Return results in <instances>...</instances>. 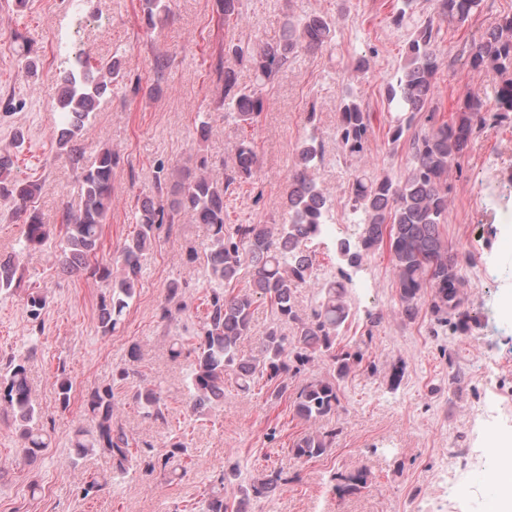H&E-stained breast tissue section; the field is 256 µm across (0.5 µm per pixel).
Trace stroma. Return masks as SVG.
<instances>
[{"instance_id": "35a3bbf8", "label": "stroma", "mask_w": 512, "mask_h": 512, "mask_svg": "<svg viewBox=\"0 0 512 512\" xmlns=\"http://www.w3.org/2000/svg\"><path fill=\"white\" fill-rule=\"evenodd\" d=\"M66 0H29L15 11L0 4V154H15L21 177L43 185L34 203L52 233L60 231L63 207L78 208L77 173L55 138L59 114L54 108V78L65 62L56 37L69 33L90 62L121 56L132 85L113 89L101 99L82 131L87 157L109 147L121 160L113 172L112 210L103 227L100 261H108L132 231L137 200L156 196L158 169L168 170L202 156L215 175L232 155L240 135L238 125L224 115L221 90L210 65L230 40L246 42L278 38L287 14L325 13L338 25L336 41L325 52H299L263 91L267 104L249 131L257 153L253 178L226 198L231 224L281 221L288 192V173L297 145L316 132L325 161L316 178L335 206L331 219L337 238L356 239L359 225L348 220L346 168L337 137L339 103L347 86H355L372 112L365 163L379 175L397 177L407 165L404 152L389 142L387 82L401 65L411 28L394 29L391 0H240L239 15L224 18L216 0H170L171 15L163 26L147 30L139 0H84L85 21L66 29ZM512 0H485L465 24L442 22L441 46L455 53L465 41L479 38L505 16ZM23 40H15V32ZM32 47L39 80L25 73V47ZM374 48L370 72L352 80L347 69L353 52ZM165 54L164 80L154 82L151 62ZM501 77L494 69L473 77L468 66L440 68L434 104L440 119H449L459 103L481 89L486 108H494L493 93ZM154 93H147L148 85ZM314 124H307L308 112ZM208 120L206 142L196 128ZM23 134L22 150L13 146ZM449 218L442 228L448 244L470 255L464 267L467 306L474 323L465 333L434 332L427 312L411 322L393 311L395 290L387 250H379L361 269L352 271L348 291L352 324L341 343L358 345L368 312L383 316L368 351L377 372L360 368L341 385L340 407L331 424L341 435L325 455L305 462L289 444L305 425L288 404H271L261 390L241 392L224 385V400L200 417L190 416L185 399L186 359H171L169 337L197 328L205 291L199 265L188 260L190 249H202L205 225L184 223L161 233L141 259L137 295L122 326L106 334L99 327L104 283L60 273L54 250L22 256L21 288L0 293V364L11 356L25 357L28 384L51 445L36 462L23 460L10 418L0 413V512H199L210 475L236 457L243 470L271 464L292 480L269 499L250 503L248 512H415L426 498L434 512H448L437 474L451 449L470 445L472 433L464 411L493 403L498 416L481 424L483 436L512 438V316L504 305L512 298V112L488 121L453 164L448 177ZM186 281L188 309L179 322L160 317L167 284ZM46 296L42 330H35L28 312L30 295ZM138 346L134 367L161 382L168 420L147 418L130 398L127 382H113L112 368ZM404 362L399 386H391L389 369ZM65 366L73 382L70 405L61 408L53 375ZM464 376L448 381L449 369ZM112 384L122 408V423L138 442L162 452L170 435L181 436L193 458L186 474L169 477L157 471H131L111 491L83 498L81 488L95 473L112 470L103 454L71 465V437L87 425L84 398L102 384ZM366 470L368 485L360 492L336 497L328 480L339 471Z\"/></svg>"}]
</instances>
